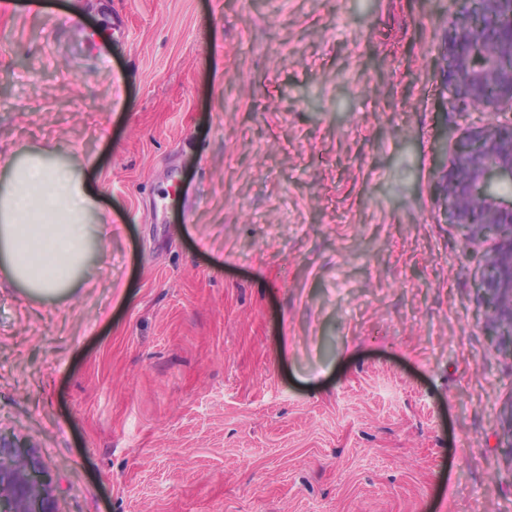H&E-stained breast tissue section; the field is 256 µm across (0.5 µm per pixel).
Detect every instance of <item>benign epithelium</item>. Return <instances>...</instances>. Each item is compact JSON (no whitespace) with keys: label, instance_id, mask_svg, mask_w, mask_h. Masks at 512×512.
Instances as JSON below:
<instances>
[{"label":"benign epithelium","instance_id":"7a95c632","mask_svg":"<svg viewBox=\"0 0 512 512\" xmlns=\"http://www.w3.org/2000/svg\"><path fill=\"white\" fill-rule=\"evenodd\" d=\"M444 56L448 108L494 116L452 151L441 187L448 223L464 229L466 243L495 237L478 290L489 329L512 352V202L497 191L498 183H512V117L499 119L512 112V0H458ZM40 474L30 451L0 432V512H58Z\"/></svg>","mask_w":512,"mask_h":512}]
</instances>
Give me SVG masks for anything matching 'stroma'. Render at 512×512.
<instances>
[{"mask_svg": "<svg viewBox=\"0 0 512 512\" xmlns=\"http://www.w3.org/2000/svg\"><path fill=\"white\" fill-rule=\"evenodd\" d=\"M454 0H10L0 162L100 192L0 288V431L59 512H512V355L439 188Z\"/></svg>", "mask_w": 512, "mask_h": 512, "instance_id": "1", "label": "stroma"}]
</instances>
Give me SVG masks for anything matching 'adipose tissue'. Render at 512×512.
<instances>
[{
  "label": "adipose tissue",
  "instance_id": "1",
  "mask_svg": "<svg viewBox=\"0 0 512 512\" xmlns=\"http://www.w3.org/2000/svg\"><path fill=\"white\" fill-rule=\"evenodd\" d=\"M96 206L89 184L46 152L20 149L0 165V281L37 300L75 294L103 240L86 217Z\"/></svg>",
  "mask_w": 512,
  "mask_h": 512
}]
</instances>
